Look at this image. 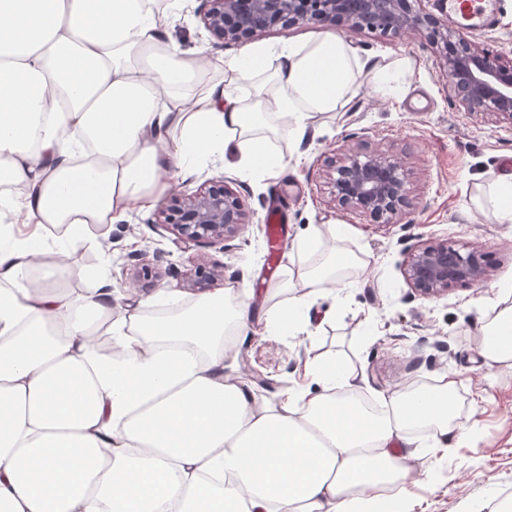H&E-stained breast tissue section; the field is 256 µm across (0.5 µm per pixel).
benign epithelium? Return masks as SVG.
I'll return each mask as SVG.
<instances>
[{"label":"benign epithelium","mask_w":512,"mask_h":512,"mask_svg":"<svg viewBox=\"0 0 512 512\" xmlns=\"http://www.w3.org/2000/svg\"><path fill=\"white\" fill-rule=\"evenodd\" d=\"M422 0H200L197 15L222 43L242 42L276 26L305 25L336 32H379L415 37L430 49L449 96L471 113L490 114L512 125V58L474 44L460 30L421 7ZM332 201L342 209L370 215L378 224H397L413 205L402 162L366 143L329 160ZM224 177L192 194L172 193L148 220L174 235L179 249L221 244L244 224L242 200ZM491 266L476 248L446 241L408 258L404 277L425 297H441L456 285L485 282Z\"/></svg>","instance_id":"7a95c632"}]
</instances>
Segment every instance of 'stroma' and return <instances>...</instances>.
I'll use <instances>...</instances> for the list:
<instances>
[{
	"mask_svg": "<svg viewBox=\"0 0 512 512\" xmlns=\"http://www.w3.org/2000/svg\"><path fill=\"white\" fill-rule=\"evenodd\" d=\"M198 5L199 0H183L167 41L186 54L202 50L224 60L238 55L241 44L210 37L196 14ZM344 37L376 59L412 60L416 75L403 102H392L372 81H364L349 111L318 116L298 142L288 136L287 116L270 115L271 147L287 165L278 175L259 173L238 182L247 212L235 236L193 257L173 251L169 232L151 223V211L132 213L112 227V286L121 305L129 281L142 300L179 284L183 297L192 300L196 294L189 285L196 266H219L223 274L209 282V289L251 296L255 321L287 304V294L268 293L286 271L311 266L331 249L354 258L344 289L317 295L312 338L250 335L235 342L229 371L256 384L258 396L269 397L298 382L297 370L306 360L333 356L355 369L364 397L374 403L433 384L440 375L455 376L458 416L467 436L436 467L421 441L412 440L407 465L417 484L409 512H465L475 500L512 497V368L488 370L480 354L486 316L504 300L503 285L512 284V224L496 223L490 211L472 203L479 185L512 170V125L454 105L433 56L418 39L353 30ZM361 142L402 161L413 195L405 222L377 224L333 205L328 159L341 146ZM237 156L232 149L215 156L172 187L190 194L210 178H233ZM276 202L286 223L284 243L272 261L266 216ZM329 224L339 228L335 239L318 237V228ZM444 239L489 253L490 276L441 298L421 296L406 283L404 262L412 250ZM158 251L167 253L166 264L157 266L154 276L142 277L143 260ZM100 265L91 245L66 247L57 282L83 291L94 286Z\"/></svg>",
	"mask_w": 512,
	"mask_h": 512,
	"instance_id": "35a3bbf8",
	"label": "stroma"
}]
</instances>
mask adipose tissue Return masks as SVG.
<instances>
[{
    "label": "adipose tissue",
    "mask_w": 512,
    "mask_h": 512,
    "mask_svg": "<svg viewBox=\"0 0 512 512\" xmlns=\"http://www.w3.org/2000/svg\"><path fill=\"white\" fill-rule=\"evenodd\" d=\"M180 4L0 0V222L34 227L0 247V512H408L403 442L444 453L465 437L454 379L372 412L354 369L313 359L301 384L261 398L225 372L228 334L250 323L231 292L185 305L165 291L120 313L109 272L79 293L55 283V229L76 244L75 228L97 226L108 252L112 224L215 153L239 148L244 180L278 173L267 114L299 140L316 115L348 110L362 75L396 102L415 75L330 34L213 64L165 43ZM343 268L332 250L286 276L293 297L260 334L309 335L315 296ZM482 357L512 367V304L489 312Z\"/></svg>",
    "instance_id": "obj_1"
}]
</instances>
